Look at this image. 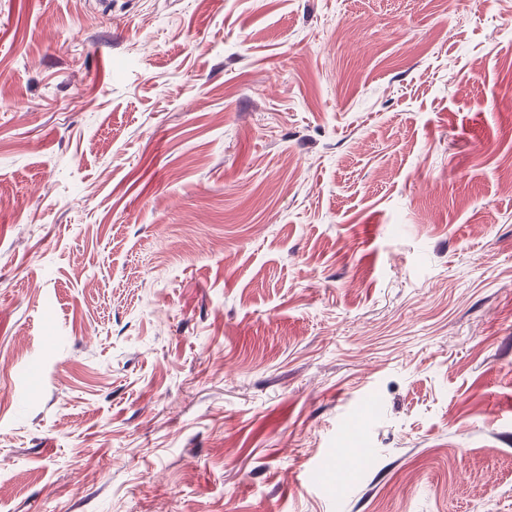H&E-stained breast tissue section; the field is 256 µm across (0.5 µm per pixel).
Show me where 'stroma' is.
Returning a JSON list of instances; mask_svg holds the SVG:
<instances>
[{
	"mask_svg": "<svg viewBox=\"0 0 512 512\" xmlns=\"http://www.w3.org/2000/svg\"><path fill=\"white\" fill-rule=\"evenodd\" d=\"M0 512H512V0H0Z\"/></svg>",
	"mask_w": 512,
	"mask_h": 512,
	"instance_id": "stroma-1",
	"label": "stroma"
}]
</instances>
